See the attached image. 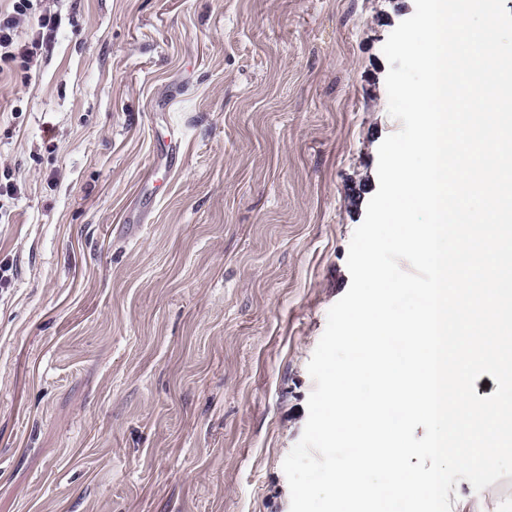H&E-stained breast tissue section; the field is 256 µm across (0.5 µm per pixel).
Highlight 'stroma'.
Masks as SVG:
<instances>
[{"label":"stroma","mask_w":512,"mask_h":512,"mask_svg":"<svg viewBox=\"0 0 512 512\" xmlns=\"http://www.w3.org/2000/svg\"><path fill=\"white\" fill-rule=\"evenodd\" d=\"M0 77V512H290L414 0H34ZM452 512H512V477ZM12 10L6 14L0 12V72L2 63L7 65L18 62L23 69L30 70L37 50L51 41L53 33L60 24V17L56 13L45 12L38 15L37 39L28 44H21L17 40L18 29L31 19V0H11Z\"/></svg>","instance_id":"stroma-1"}]
</instances>
